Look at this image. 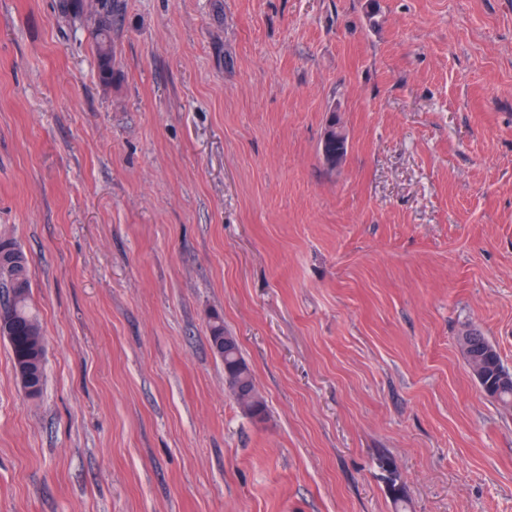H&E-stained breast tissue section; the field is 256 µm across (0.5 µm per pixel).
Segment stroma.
Wrapping results in <instances>:
<instances>
[{"mask_svg":"<svg viewBox=\"0 0 512 512\" xmlns=\"http://www.w3.org/2000/svg\"><path fill=\"white\" fill-rule=\"evenodd\" d=\"M92 28L0 0V237L46 345L30 397L0 338V512H512L457 343L512 369V0H112L107 80ZM209 338L213 351L217 343L222 344L220 354L214 353L224 362V378L228 381V389L246 414L262 419L266 414V404L256 391L251 369L241 354L237 337L224 331L223 321H216L210 326Z\"/></svg>","mask_w":512,"mask_h":512,"instance_id":"obj_1","label":"stroma"}]
</instances>
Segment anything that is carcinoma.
<instances>
[{"label": "carcinoma", "mask_w": 512, "mask_h": 512, "mask_svg": "<svg viewBox=\"0 0 512 512\" xmlns=\"http://www.w3.org/2000/svg\"><path fill=\"white\" fill-rule=\"evenodd\" d=\"M98 25L95 30V48L103 78L112 72V0H98ZM0 337L7 340L12 354L16 379L22 389L32 387L40 393L44 383L45 355L41 352V327L32 311L29 297V270L27 257L10 239H0ZM463 335L470 338V353L479 362L483 372L481 388L504 410L512 411V384L500 382L506 370L501 357L484 336L475 329ZM222 345L224 378L228 389L246 414L261 419L266 404L258 395L250 367L244 360L237 337L224 330V322L210 326V345Z\"/></svg>", "instance_id": "cac0c4a2"}]
</instances>
